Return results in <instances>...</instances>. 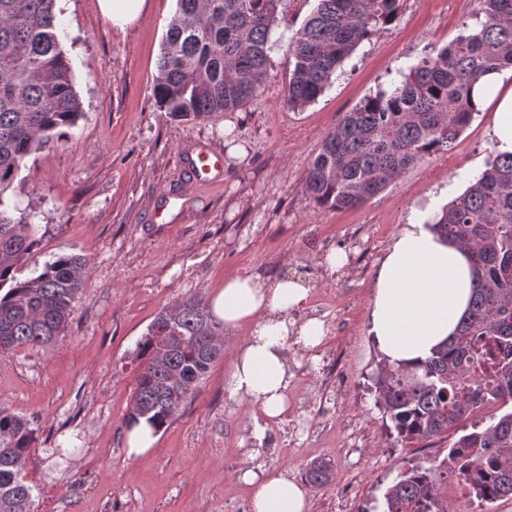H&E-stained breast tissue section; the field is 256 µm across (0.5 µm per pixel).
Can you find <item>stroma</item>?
Returning <instances> with one entry per match:
<instances>
[{"instance_id":"1","label":"stroma","mask_w":512,"mask_h":512,"mask_svg":"<svg viewBox=\"0 0 512 512\" xmlns=\"http://www.w3.org/2000/svg\"><path fill=\"white\" fill-rule=\"evenodd\" d=\"M314 6L283 0L271 35L273 76L254 99L184 123L167 119L153 94L177 0H147L123 32L98 0H56L84 116L64 141L29 159L14 202L35 214L38 263L78 255L89 269L64 340L0 352V407L36 431L26 466L35 512H249L251 488L237 474L253 461L304 483L308 512H371L399 475L436 467L459 437L454 428L388 447L372 391L382 355L368 333L370 301L403 226L429 218L484 170L492 112L476 115L448 153L423 159L361 208H317L303 177L345 112L462 34L474 2L403 0L398 21L363 42L317 101L293 110L284 99L282 37ZM200 146L223 155L221 183L192 186L186 157ZM171 193L180 199L169 223H152ZM334 250L347 261L332 270L321 259ZM243 272L300 276L310 288L307 315L328 328L316 353L290 351L301 366L288 417L256 448L250 409L224 391L233 348L250 333L244 325L226 333L223 360L152 450L128 456L123 418L138 341L177 298L212 296ZM336 359L349 384L343 400L323 377ZM320 461L330 479L315 487L306 471Z\"/></svg>"}]
</instances>
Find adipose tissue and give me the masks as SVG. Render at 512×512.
Instances as JSON below:
<instances>
[{"mask_svg": "<svg viewBox=\"0 0 512 512\" xmlns=\"http://www.w3.org/2000/svg\"><path fill=\"white\" fill-rule=\"evenodd\" d=\"M478 109L493 112L490 135L500 152H512V84L501 73L483 76L473 89ZM476 284L469 254L434 234L427 225L408 224L395 237L377 274L369 332L392 364L415 366L454 333ZM310 290L296 275L226 278L210 300L215 319L231 330L247 323L250 335L238 346L225 380L230 399L253 405L265 424L289 414L294 379L291 346L313 350L326 337L322 320L301 319ZM242 480L252 489L250 512H307L308 496L296 481L262 467L248 468Z\"/></svg>", "mask_w": 512, "mask_h": 512, "instance_id": "obj_1", "label": "adipose tissue"}]
</instances>
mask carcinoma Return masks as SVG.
I'll use <instances>...</instances> for the list:
<instances>
[{"mask_svg": "<svg viewBox=\"0 0 512 512\" xmlns=\"http://www.w3.org/2000/svg\"><path fill=\"white\" fill-rule=\"evenodd\" d=\"M56 0H0V351L40 348L65 335L87 263L60 256L22 276L37 245L29 215L8 193L27 160L83 117L59 40ZM283 0H178L163 41L153 93L176 121L234 112L271 77L268 43ZM288 39L285 99L315 102L355 50L399 17L401 0H316ZM477 28L461 34L367 95L329 132L310 162L305 192L319 207L363 206L426 156L444 154L478 113L474 84L512 68V0H474ZM431 227L470 253L476 273L456 333L409 368L382 360L375 405L396 440H428L483 406L512 398V153L489 152L485 169L437 212ZM224 358V327L204 297L164 308L138 341L136 386L123 425L145 418L168 426ZM492 363L493 371L484 372ZM35 430L0 408V512H34L24 469ZM442 474H455L484 502L512 497V412L473 426L449 448ZM308 480L329 479L314 463ZM383 512H454L430 468L413 467L384 493Z\"/></svg>", "mask_w": 512, "mask_h": 512, "instance_id": "1", "label": "carcinoma"}]
</instances>
